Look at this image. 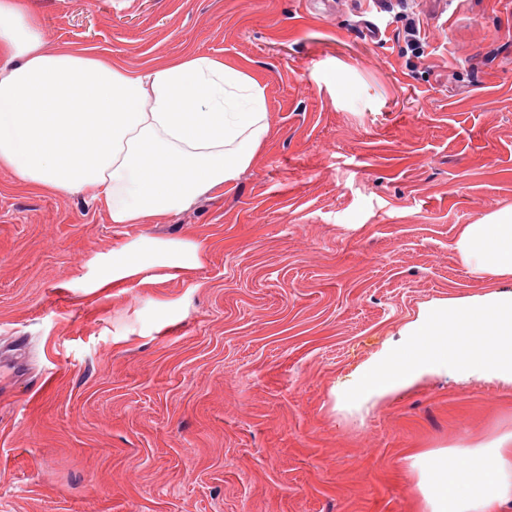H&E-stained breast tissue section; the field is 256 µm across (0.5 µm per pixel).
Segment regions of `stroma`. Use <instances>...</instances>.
Listing matches in <instances>:
<instances>
[{
	"label": "stroma",
	"mask_w": 512,
	"mask_h": 512,
	"mask_svg": "<svg viewBox=\"0 0 512 512\" xmlns=\"http://www.w3.org/2000/svg\"><path fill=\"white\" fill-rule=\"evenodd\" d=\"M46 48L247 63L269 136L161 224L0 169V512H422L409 457L512 431V385L335 393L429 308L512 292L463 225L512 206V0H29ZM426 36L405 64L404 14ZM187 276L97 287L140 236Z\"/></svg>",
	"instance_id": "stroma-1"
}]
</instances>
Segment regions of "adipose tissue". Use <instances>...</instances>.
Segmentation results:
<instances>
[{"label":"adipose tissue","instance_id":"obj_1","mask_svg":"<svg viewBox=\"0 0 512 512\" xmlns=\"http://www.w3.org/2000/svg\"><path fill=\"white\" fill-rule=\"evenodd\" d=\"M27 0H0V169L27 187L102 205L114 224H147L223 190L268 133L265 85L241 63L188 54L137 70L108 53L43 48ZM461 262L512 279V208L463 227ZM193 241L144 238L112 252V282L199 265ZM469 473L437 454L413 456L423 512H498L512 500V432L470 449ZM494 482L479 473L484 463Z\"/></svg>","mask_w":512,"mask_h":512}]
</instances>
